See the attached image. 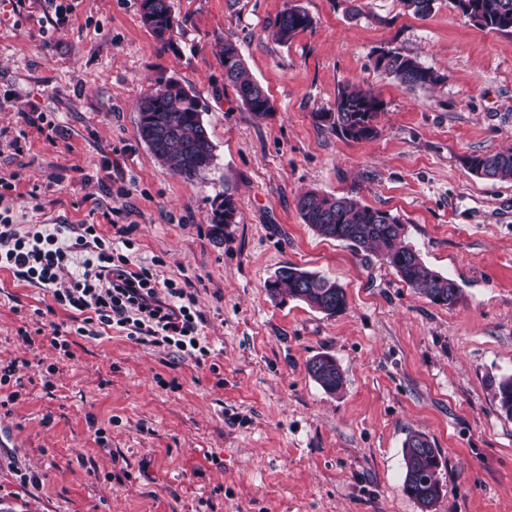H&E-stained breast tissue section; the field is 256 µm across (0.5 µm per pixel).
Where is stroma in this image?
<instances>
[{
  "instance_id": "35a3bbf8",
  "label": "stroma",
  "mask_w": 512,
  "mask_h": 512,
  "mask_svg": "<svg viewBox=\"0 0 512 512\" xmlns=\"http://www.w3.org/2000/svg\"><path fill=\"white\" fill-rule=\"evenodd\" d=\"M171 3L161 42L140 0H0V178L16 185L0 211L108 237L132 225V264L193 294L211 350L199 364L115 331L55 349L66 312L0 270V363L16 362L18 392L0 406V512H421L402 489L412 431L441 452L431 512H512V418L490 387L512 374V182L464 164L512 149V32L450 0L424 18L402 0ZM292 5L313 25L282 43L269 24ZM228 40L271 116L225 82ZM384 49L441 82L401 86L373 65ZM169 77L194 90L214 146L191 181L138 134L139 100ZM349 83L384 102L373 140L316 123ZM228 185L235 219L213 223ZM308 190L399 217L460 302L433 304L377 256L318 236L296 207ZM289 263L342 285L345 313L272 299ZM319 353L344 372L338 394L306 371Z\"/></svg>"
}]
</instances>
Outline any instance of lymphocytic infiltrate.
Returning a JSON list of instances; mask_svg holds the SVG:
<instances>
[{
    "label": "lymphocytic infiltrate",
    "mask_w": 512,
    "mask_h": 512,
    "mask_svg": "<svg viewBox=\"0 0 512 512\" xmlns=\"http://www.w3.org/2000/svg\"><path fill=\"white\" fill-rule=\"evenodd\" d=\"M116 233L106 237L93 224L24 229L0 214V269L49 293L70 312L76 335L98 338L115 329L137 343L205 360L210 349L197 338L201 316L192 294L175 281H158L148 267H132L129 229Z\"/></svg>",
    "instance_id": "f902f5d3"
}]
</instances>
